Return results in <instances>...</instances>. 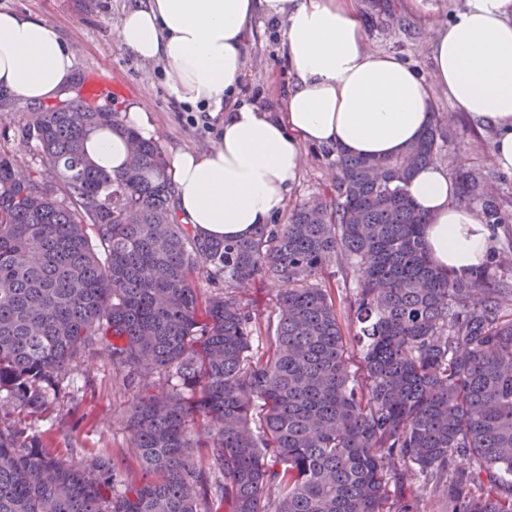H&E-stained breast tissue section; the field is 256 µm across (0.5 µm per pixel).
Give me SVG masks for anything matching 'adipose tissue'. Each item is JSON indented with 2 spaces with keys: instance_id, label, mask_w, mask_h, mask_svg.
<instances>
[{
  "instance_id": "adipose-tissue-1",
  "label": "adipose tissue",
  "mask_w": 512,
  "mask_h": 512,
  "mask_svg": "<svg viewBox=\"0 0 512 512\" xmlns=\"http://www.w3.org/2000/svg\"><path fill=\"white\" fill-rule=\"evenodd\" d=\"M259 16L280 22L294 78L281 118L253 105L224 107L244 71V35ZM117 30L122 47L163 64L179 101L223 117L214 150L179 152L171 163L176 213L202 235L239 238L269 223L298 180L304 145L400 154L434 122L437 88L494 130L491 154L512 172V0H464L435 31L424 71L367 50L353 0H137ZM76 79L74 56L54 28L0 11V94L38 104L68 94ZM85 150L113 175L127 157L125 139L109 129L91 132ZM406 191L427 217L435 267L461 276L484 266L487 226L459 202L447 168L420 166Z\"/></svg>"
}]
</instances>
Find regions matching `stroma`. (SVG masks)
Wrapping results in <instances>:
<instances>
[{
  "label": "stroma",
  "instance_id": "obj_1",
  "mask_svg": "<svg viewBox=\"0 0 512 512\" xmlns=\"http://www.w3.org/2000/svg\"><path fill=\"white\" fill-rule=\"evenodd\" d=\"M134 0H0V9L19 11L52 26L74 55L80 93H87L99 76H108L111 93L99 96L100 104L117 112L136 106L153 126V139L166 157L179 151L213 150L220 141L219 118H206L203 110L178 101L170 92L161 65H147L119 43L117 23ZM364 22L365 43L418 68L429 56L428 38L460 8L461 0H438V11L417 16L397 0H357ZM245 68L235 97L280 115L285 110L293 77L288 70L279 24L256 18L245 42ZM35 106L24 99L0 96V153L14 156L23 169L46 171L23 127ZM435 110L442 117L444 138L441 163L449 171L478 168L495 191L505 223L490 229V258L486 264L494 277L512 282V174L496 165L490 128L475 127L458 112L447 93L436 91ZM304 163L288 200L274 218L287 223L296 204L315 197H329L336 182V155L323 146L303 148ZM137 386L111 362L95 351L82 352L63 381L62 389L46 412L12 411L44 447L65 459L104 456L117 464L122 477L140 483L147 475L131 455L129 434L123 424Z\"/></svg>",
  "mask_w": 512,
  "mask_h": 512
}]
</instances>
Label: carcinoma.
Here are the masks:
<instances>
[{"mask_svg": "<svg viewBox=\"0 0 512 512\" xmlns=\"http://www.w3.org/2000/svg\"><path fill=\"white\" fill-rule=\"evenodd\" d=\"M101 127L130 142L116 176L84 150ZM25 131L52 175L20 180L0 154V391L42 409L98 349L138 380L125 427L153 479L0 427V512H388L408 475L448 512H512V285L434 268L405 190L438 160V124L399 155L339 157L336 196L230 240L179 222L162 147L118 113L79 98ZM456 178L485 223L505 222L481 170ZM343 258L360 378L320 284ZM201 271L224 291L200 299ZM256 281L279 286L265 336L238 295Z\"/></svg>", "mask_w": 512, "mask_h": 512, "instance_id": "obj_1", "label": "carcinoma"}]
</instances>
